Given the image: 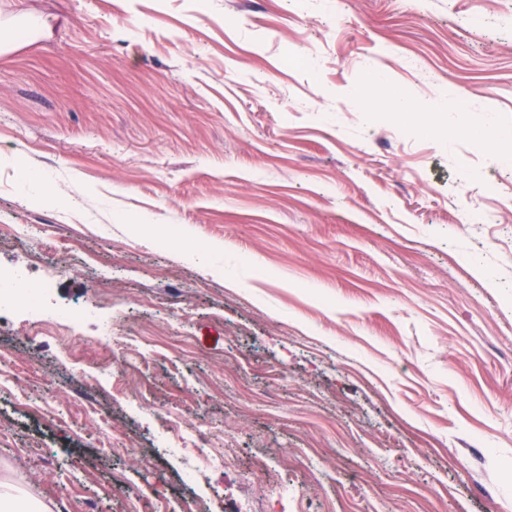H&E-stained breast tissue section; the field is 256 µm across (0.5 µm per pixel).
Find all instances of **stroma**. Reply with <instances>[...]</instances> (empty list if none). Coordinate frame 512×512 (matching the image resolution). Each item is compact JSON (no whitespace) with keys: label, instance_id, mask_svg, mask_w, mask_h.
Returning a JSON list of instances; mask_svg holds the SVG:
<instances>
[{"label":"stroma","instance_id":"35a3bbf8","mask_svg":"<svg viewBox=\"0 0 512 512\" xmlns=\"http://www.w3.org/2000/svg\"><path fill=\"white\" fill-rule=\"evenodd\" d=\"M21 8L0 270L54 320L0 313V474L53 512H512V0ZM381 73L457 128L361 111ZM199 429L234 465L190 481ZM21 18L23 19L22 23H11L1 25V31L4 29H8L11 31H15L16 29H24L26 35L23 38H19L16 35L11 37H2L0 40V53L9 52L14 49L19 43L35 40L46 28V25L40 23L33 16H29L27 14H22Z\"/></svg>","mask_w":512,"mask_h":512}]
</instances>
